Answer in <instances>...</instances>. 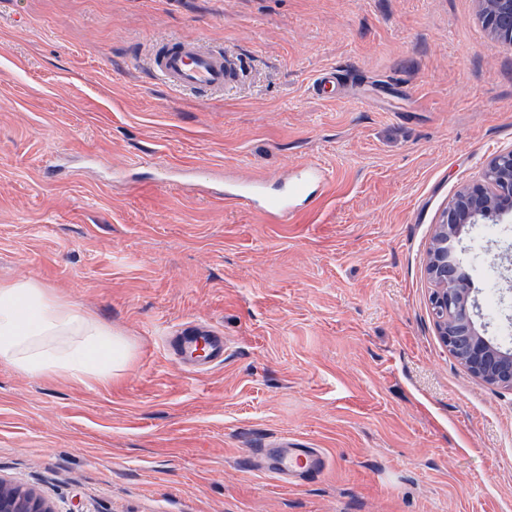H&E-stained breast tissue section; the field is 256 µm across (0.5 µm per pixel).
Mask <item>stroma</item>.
I'll use <instances>...</instances> for the list:
<instances>
[{
    "label": "stroma",
    "instance_id": "stroma-1",
    "mask_svg": "<svg viewBox=\"0 0 512 512\" xmlns=\"http://www.w3.org/2000/svg\"><path fill=\"white\" fill-rule=\"evenodd\" d=\"M243 62L178 94L152 42ZM336 72V96L309 88ZM512 149V46L478 0H0V284L33 280L125 336L107 385L0 362V479L53 512H512V390L444 346L427 259L449 199ZM326 168L285 224L212 194ZM461 246L504 297L512 222ZM201 321L223 364L163 339ZM318 449L285 482L260 445Z\"/></svg>",
    "mask_w": 512,
    "mask_h": 512
}]
</instances>
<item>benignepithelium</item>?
<instances>
[{"instance_id": "benign-epithelium-1", "label": "benign epithelium", "mask_w": 512, "mask_h": 512, "mask_svg": "<svg viewBox=\"0 0 512 512\" xmlns=\"http://www.w3.org/2000/svg\"><path fill=\"white\" fill-rule=\"evenodd\" d=\"M492 35L512 44V0H478ZM512 219V149L494 156L481 180L459 189L448 202L429 253L428 273L434 285L432 312L448 351L474 377L512 390V349L489 342L477 329L479 307L471 288L457 279L452 243L462 224H501ZM0 512H52L41 497L0 480Z\"/></svg>"}]
</instances>
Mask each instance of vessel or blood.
I'll return each instance as SVG.
<instances>
[{
    "label": "vessel or blood",
    "mask_w": 512,
    "mask_h": 512,
    "mask_svg": "<svg viewBox=\"0 0 512 512\" xmlns=\"http://www.w3.org/2000/svg\"><path fill=\"white\" fill-rule=\"evenodd\" d=\"M150 69L170 90L192 93L206 90L214 93L237 83L240 60L237 55L198 39H177L156 42L149 55ZM327 172L314 164L296 166L295 174L277 193L266 190L263 182L241 183L225 180L215 191L216 198L240 202L251 208L270 224H284L296 211V200L311 184H325ZM170 346L179 364L196 368L224 361L226 345L223 336L211 327L189 322L170 339ZM271 471L276 475L299 477L324 469L322 455L313 448H292L287 440L273 441Z\"/></svg>",
    "instance_id": "1"
}]
</instances>
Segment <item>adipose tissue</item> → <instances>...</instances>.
Masks as SVG:
<instances>
[{"mask_svg": "<svg viewBox=\"0 0 512 512\" xmlns=\"http://www.w3.org/2000/svg\"><path fill=\"white\" fill-rule=\"evenodd\" d=\"M132 344L33 282L0 285V362L27 375L108 384L132 361Z\"/></svg>", "mask_w": 512, "mask_h": 512, "instance_id": "adipose-tissue-1", "label": "adipose tissue"}]
</instances>
